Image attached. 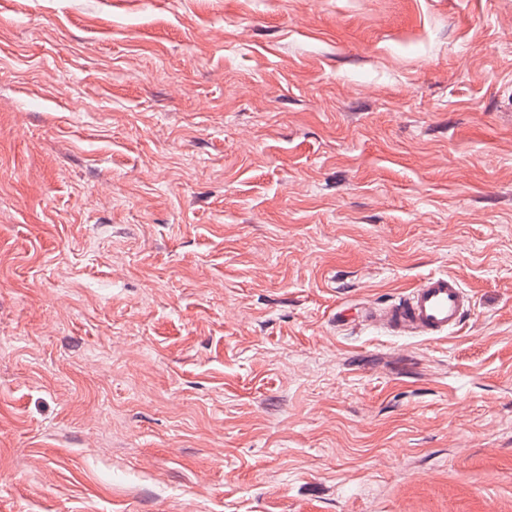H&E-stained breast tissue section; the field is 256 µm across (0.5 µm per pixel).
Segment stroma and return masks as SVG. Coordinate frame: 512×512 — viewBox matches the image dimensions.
I'll use <instances>...</instances> for the list:
<instances>
[{"label": "stroma", "instance_id": "1", "mask_svg": "<svg viewBox=\"0 0 512 512\" xmlns=\"http://www.w3.org/2000/svg\"><path fill=\"white\" fill-rule=\"evenodd\" d=\"M0 512H512V0H0ZM472 298L458 277L436 273L423 278L398 303L364 308L362 321L398 336L446 338L471 310Z\"/></svg>", "mask_w": 512, "mask_h": 512}]
</instances>
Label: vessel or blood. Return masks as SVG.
<instances>
[{"mask_svg":"<svg viewBox=\"0 0 512 512\" xmlns=\"http://www.w3.org/2000/svg\"><path fill=\"white\" fill-rule=\"evenodd\" d=\"M471 307L472 299L458 277L436 273L423 278L397 303L364 308L362 320L398 336L439 339L456 329Z\"/></svg>","mask_w":512,"mask_h":512,"instance_id":"b4317fda","label":"vessel or blood"}]
</instances>
